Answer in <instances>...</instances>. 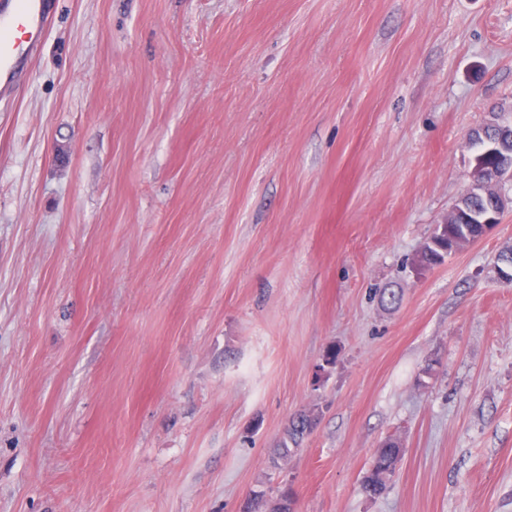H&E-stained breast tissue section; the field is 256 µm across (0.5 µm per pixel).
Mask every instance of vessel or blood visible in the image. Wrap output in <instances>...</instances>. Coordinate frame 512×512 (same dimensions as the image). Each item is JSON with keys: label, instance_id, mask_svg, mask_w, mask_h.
I'll use <instances>...</instances> for the list:
<instances>
[{"label": "vessel or blood", "instance_id": "1", "mask_svg": "<svg viewBox=\"0 0 512 512\" xmlns=\"http://www.w3.org/2000/svg\"><path fill=\"white\" fill-rule=\"evenodd\" d=\"M54 0H0V101L41 50Z\"/></svg>", "mask_w": 512, "mask_h": 512}]
</instances>
